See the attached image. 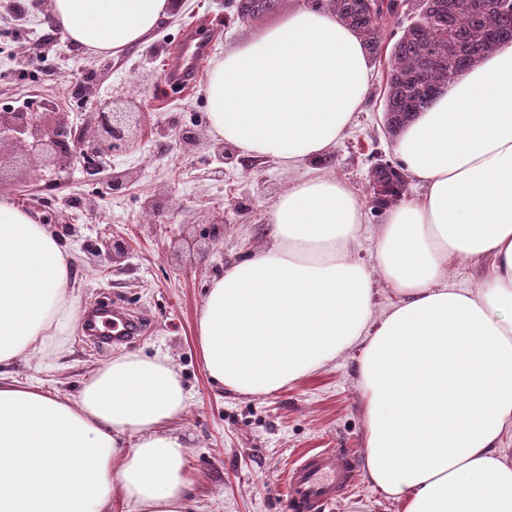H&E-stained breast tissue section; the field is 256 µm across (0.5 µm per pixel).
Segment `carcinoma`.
<instances>
[{
	"mask_svg": "<svg viewBox=\"0 0 512 512\" xmlns=\"http://www.w3.org/2000/svg\"><path fill=\"white\" fill-rule=\"evenodd\" d=\"M241 18L279 10L288 0H235ZM327 8L359 37L366 55L375 58L390 47L383 126L397 136L417 112L448 83L477 66L501 46L512 43V6L491 14L470 8L469 0H418L402 4L406 25L399 36L389 32L385 14L395 4L366 0H325ZM390 186L386 197H372L380 209L401 198L406 181L400 168L377 163L369 171V188Z\"/></svg>",
	"mask_w": 512,
	"mask_h": 512,
	"instance_id": "cac0c4a2",
	"label": "carcinoma"
}]
</instances>
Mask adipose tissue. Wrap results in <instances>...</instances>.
<instances>
[{"label": "adipose tissue", "instance_id": "obj_1", "mask_svg": "<svg viewBox=\"0 0 512 512\" xmlns=\"http://www.w3.org/2000/svg\"><path fill=\"white\" fill-rule=\"evenodd\" d=\"M173 0H47L74 44L149 43ZM369 92L357 35L302 5L210 62V134L292 170L328 156ZM395 149L425 194L385 210L376 262L399 301L373 310L354 256L365 204L345 182L296 178L273 203L265 244L212 279L196 336L211 379L272 394L359 349L369 482L402 512H512V44L418 112ZM69 253L0 194V365L47 358L76 309ZM489 262L461 288L452 266ZM189 395L165 357L94 369L77 398L0 373V512H188L173 423Z\"/></svg>", "mask_w": 512, "mask_h": 512}]
</instances>
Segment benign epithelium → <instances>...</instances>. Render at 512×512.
I'll list each match as a JSON object with an SVG mask.
<instances>
[{"label": "benign epithelium", "mask_w": 512, "mask_h": 512, "mask_svg": "<svg viewBox=\"0 0 512 512\" xmlns=\"http://www.w3.org/2000/svg\"><path fill=\"white\" fill-rule=\"evenodd\" d=\"M144 122V113L104 100L93 115L92 133L69 125L56 108L45 112L13 110L0 112V146L8 142L29 162L40 150L51 151L58 168H66L79 157L104 159L130 146L134 131ZM127 174L113 172L101 180L98 194H115L126 185Z\"/></svg>", "instance_id": "7a95c632"}]
</instances>
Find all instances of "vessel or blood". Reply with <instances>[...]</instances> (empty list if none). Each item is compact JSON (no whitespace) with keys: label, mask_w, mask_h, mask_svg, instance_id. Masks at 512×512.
I'll return each mask as SVG.
<instances>
[{"label":"vessel or blood","mask_w":512,"mask_h":512,"mask_svg":"<svg viewBox=\"0 0 512 512\" xmlns=\"http://www.w3.org/2000/svg\"><path fill=\"white\" fill-rule=\"evenodd\" d=\"M209 53L207 45L187 43L179 57L165 62L164 77L188 86L195 85L201 75L200 65ZM113 331L116 343H131L144 331L140 321L120 319L101 307H94L83 324L86 337L100 334L102 329ZM359 466L354 453L345 448H313L300 454L286 474L288 512H321L322 508L357 480Z\"/></svg>","instance_id":"1"}]
</instances>
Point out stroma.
I'll use <instances>...</instances> for the list:
<instances>
[{
  "mask_svg": "<svg viewBox=\"0 0 512 512\" xmlns=\"http://www.w3.org/2000/svg\"><path fill=\"white\" fill-rule=\"evenodd\" d=\"M44 0H28L23 20L0 6V112L36 97L64 112L70 125H86L99 100H133L144 130L130 148L113 153L111 168L129 172L130 185L98 196V177L84 159L56 173L22 167L12 147L0 150V189L39 216L72 256L71 280L78 310L102 300L120 303L141 318L145 333L129 345L109 348L85 339L74 324L66 349L52 359L24 355L4 371L19 380L76 398L88 374L128 352L169 357L190 394L174 426L188 439L186 470L193 512H288L284 472L310 448H350L364 453L365 418L356 361L342 354L319 371L269 396H246L212 382L196 348V320L209 280L264 243L268 212L293 177L323 174L369 199L368 172L378 162L400 164L395 140L382 127L388 53L370 60V89L329 162L284 170L272 158L211 152L205 85L186 100L156 110L165 90L163 62L183 28L207 24L214 35L212 59L223 57L261 28L279 22L275 12L243 20L224 0H187L179 16L163 21L149 47L120 49L109 64L100 54L71 43L46 20ZM43 42L46 75L28 87L13 83L20 49ZM199 135L196 147L180 145L178 131ZM160 216L149 215L148 197ZM124 243L122 257L102 253V243Z\"/></svg>",
  "mask_w": 512,
  "mask_h": 512,
  "instance_id": "obj_1",
  "label": "stroma"
}]
</instances>
